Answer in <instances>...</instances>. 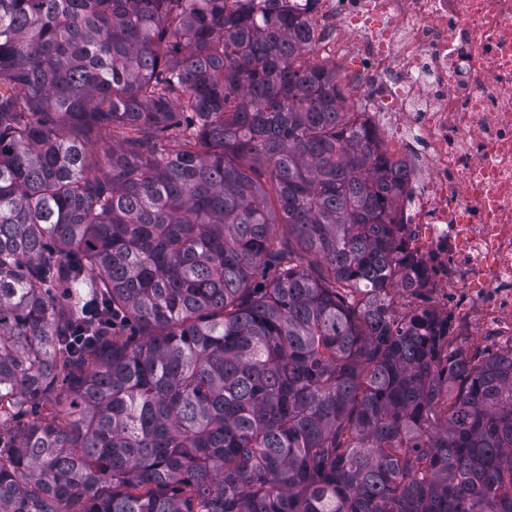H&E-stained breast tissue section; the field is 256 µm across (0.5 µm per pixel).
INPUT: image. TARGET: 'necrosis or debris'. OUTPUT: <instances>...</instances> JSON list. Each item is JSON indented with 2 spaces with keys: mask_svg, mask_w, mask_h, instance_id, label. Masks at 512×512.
I'll use <instances>...</instances> for the list:
<instances>
[{
  "mask_svg": "<svg viewBox=\"0 0 512 512\" xmlns=\"http://www.w3.org/2000/svg\"><path fill=\"white\" fill-rule=\"evenodd\" d=\"M339 67L400 186L419 287L465 352L512 354V0H254Z\"/></svg>",
  "mask_w": 512,
  "mask_h": 512,
  "instance_id": "1",
  "label": "necrosis or debris"
}]
</instances>
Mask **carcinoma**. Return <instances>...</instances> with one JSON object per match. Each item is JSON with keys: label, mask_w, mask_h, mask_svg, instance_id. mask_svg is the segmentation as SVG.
<instances>
[{"label": "carcinoma", "mask_w": 512, "mask_h": 512, "mask_svg": "<svg viewBox=\"0 0 512 512\" xmlns=\"http://www.w3.org/2000/svg\"><path fill=\"white\" fill-rule=\"evenodd\" d=\"M311 50L0 0V512H512V358L394 311L398 182Z\"/></svg>", "instance_id": "1"}]
</instances>
